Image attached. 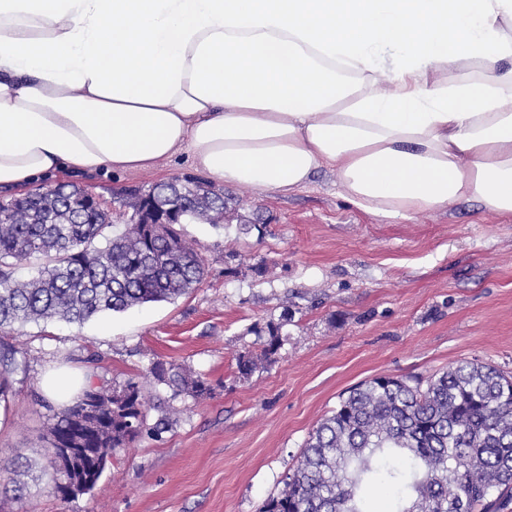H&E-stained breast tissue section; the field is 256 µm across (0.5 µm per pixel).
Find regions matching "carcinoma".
Returning <instances> with one entry per match:
<instances>
[{
	"label": "carcinoma",
	"instance_id": "obj_1",
	"mask_svg": "<svg viewBox=\"0 0 512 512\" xmlns=\"http://www.w3.org/2000/svg\"><path fill=\"white\" fill-rule=\"evenodd\" d=\"M129 190L117 198L132 209L123 231L107 236L112 211L86 201V190L58 182L0 196V401L25 352L10 332L30 321L82 324L105 313L168 302L192 292L205 275L201 247L179 224H161L160 210L178 207L183 221L217 224L226 218L224 192L193 178L162 186L155 204ZM105 246H97L98 239ZM21 265L36 275L15 276ZM155 382L193 397L209 392L200 377L156 361ZM96 395L88 412L79 400L61 407L47 430L48 447L112 456L165 419L147 422L141 386L130 380ZM19 456L0 459V479L25 487ZM380 482L391 493L388 512H500L512 500V377L465 361L426 389L394 377L365 381L341 397L313 430L284 488L259 512H366L360 492Z\"/></svg>",
	"mask_w": 512,
	"mask_h": 512
}]
</instances>
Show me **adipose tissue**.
Masks as SVG:
<instances>
[{"label":"adipose tissue","instance_id":"1","mask_svg":"<svg viewBox=\"0 0 512 512\" xmlns=\"http://www.w3.org/2000/svg\"><path fill=\"white\" fill-rule=\"evenodd\" d=\"M335 169L386 218L512 214V0H0V190L142 171Z\"/></svg>","mask_w":512,"mask_h":512}]
</instances>
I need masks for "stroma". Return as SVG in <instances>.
Here are the masks:
<instances>
[{"label": "stroma", "mask_w": 512, "mask_h": 512, "mask_svg": "<svg viewBox=\"0 0 512 512\" xmlns=\"http://www.w3.org/2000/svg\"><path fill=\"white\" fill-rule=\"evenodd\" d=\"M195 174L183 151L149 170L52 178L110 201ZM338 182L323 168L288 191L227 188L228 220L184 227L205 264L189 295L81 325L26 324L17 342L27 371L0 402V456L21 454L32 468L23 494L0 488V512H259L356 385H425L462 361L512 375V214L462 201L389 220L352 205ZM242 356L258 362L247 377ZM157 360L190 368L208 393L146 382ZM62 368L105 389L142 382L149 422L168 421L115 449L94 491L67 500L44 469L59 404L43 384Z\"/></svg>", "instance_id": "1"}]
</instances>
